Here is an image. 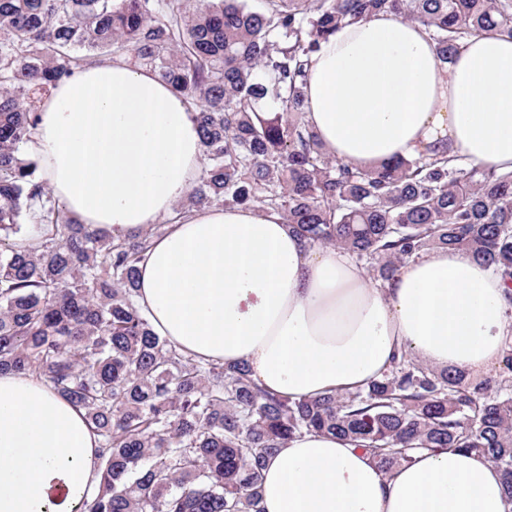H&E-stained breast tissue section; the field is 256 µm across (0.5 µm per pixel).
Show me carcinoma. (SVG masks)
<instances>
[{
  "label": "carcinoma",
  "instance_id": "obj_1",
  "mask_svg": "<svg viewBox=\"0 0 512 512\" xmlns=\"http://www.w3.org/2000/svg\"><path fill=\"white\" fill-rule=\"evenodd\" d=\"M380 14L423 25L443 66L471 36L512 38V0H0V372L35 374L83 410L101 472L87 512H262L265 462L310 432L385 473L422 450L480 453L512 503V342L476 381L403 357L355 392H267L245 364L197 360L155 333L136 300L154 230L116 242L75 222L20 151L36 126L24 92L112 55L196 106L204 176L179 214L259 205L376 282L448 248L512 283V171L444 154L359 167L303 119L312 54Z\"/></svg>",
  "mask_w": 512,
  "mask_h": 512
}]
</instances>
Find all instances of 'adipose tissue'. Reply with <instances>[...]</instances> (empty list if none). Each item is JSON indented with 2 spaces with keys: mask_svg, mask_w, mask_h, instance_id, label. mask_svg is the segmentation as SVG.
<instances>
[{
  "mask_svg": "<svg viewBox=\"0 0 512 512\" xmlns=\"http://www.w3.org/2000/svg\"><path fill=\"white\" fill-rule=\"evenodd\" d=\"M306 120L328 154L365 167L448 151L512 171V39L466 40L441 67L420 24L379 15L311 57ZM29 149L82 224L122 240L165 222L139 264L157 335L201 360L245 363L303 399L380 379L397 351L481 372L512 339V289L469 254L437 249L370 282L344 250L307 244L275 214L213 205L172 219L200 176L194 111L148 70L88 61L52 88ZM83 410L32 374H0V512H82L98 486ZM265 512H512L474 452H424L381 472L331 434L292 439L263 469Z\"/></svg>",
  "mask_w": 512,
  "mask_h": 512,
  "instance_id": "1",
  "label": "adipose tissue"
}]
</instances>
